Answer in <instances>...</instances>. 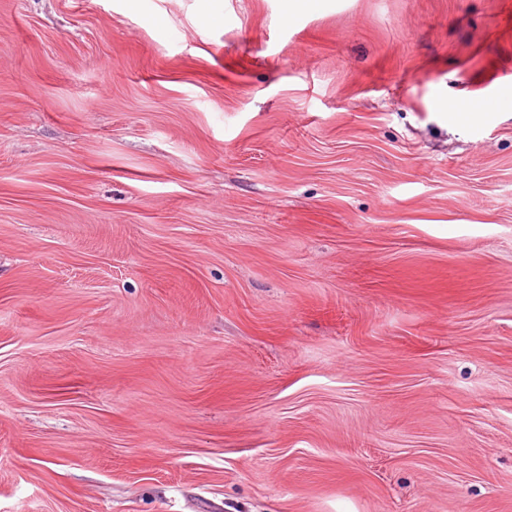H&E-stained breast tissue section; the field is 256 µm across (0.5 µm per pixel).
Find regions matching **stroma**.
<instances>
[{"label":"stroma","mask_w":512,"mask_h":512,"mask_svg":"<svg viewBox=\"0 0 512 512\" xmlns=\"http://www.w3.org/2000/svg\"><path fill=\"white\" fill-rule=\"evenodd\" d=\"M285 2L0 0V512H512V0Z\"/></svg>","instance_id":"1"}]
</instances>
